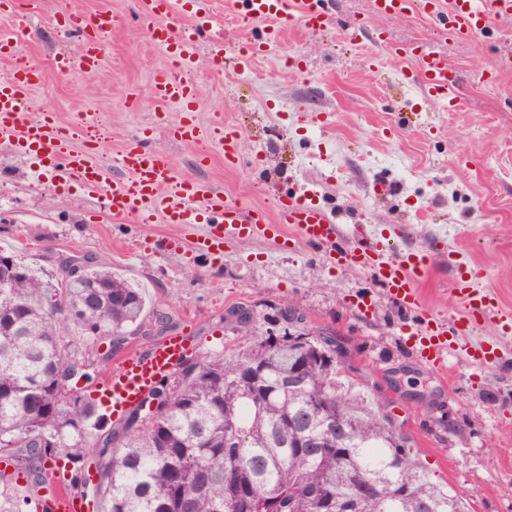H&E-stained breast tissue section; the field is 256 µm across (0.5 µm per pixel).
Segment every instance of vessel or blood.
<instances>
[{
    "instance_id": "1",
    "label": "vessel or blood",
    "mask_w": 512,
    "mask_h": 512,
    "mask_svg": "<svg viewBox=\"0 0 512 512\" xmlns=\"http://www.w3.org/2000/svg\"><path fill=\"white\" fill-rule=\"evenodd\" d=\"M183 7V0H142L152 40L174 62L173 67L154 73L152 92L156 99L174 103L182 112L171 135L201 142L205 134L191 113L196 82L185 76L183 69L191 64L190 49L197 30L209 26L211 19L200 7L195 11L193 28L179 27L177 17ZM376 7L384 16L425 13L445 32L468 38L483 34L496 19L512 16V0H452L447 8L442 0H376ZM242 13L246 21L268 29L267 40L247 44L246 51L252 57L267 52L278 39L280 27L321 30L330 18L329 0H242ZM67 18L71 27L93 29L95 37L85 41L79 56H55L54 67L97 70L102 55L99 38L111 29V15L104 11L90 15L71 12ZM415 60V77L427 94L449 109H456V85L447 61L431 53L417 54ZM43 75L40 65L27 64L13 68L7 78L0 80V144L33 160L40 175L63 185L84 186L105 200L113 218L119 221L149 223L159 218L167 224L205 225V232L192 241L191 250L217 259L223 256L229 242L266 234L278 237L283 226H291L298 241L324 248L329 263L339 268L367 269L392 301L409 309H421L418 284L430 268V255L418 250L397 251L377 239L356 248L337 246L335 217L313 203L306 193L297 191L278 198L276 213L271 216L264 209L244 206L204 183L179 176L167 153L146 145L141 138L119 155L117 163L125 173L124 179L111 181L102 165L93 162L86 152L71 147L70 130L55 113L46 111L32 116L31 92ZM239 139L238 131L230 127L220 136L225 166L239 164ZM484 277L480 268L457 277V302L466 317L481 318L510 333L512 311L482 287ZM465 334V328L448 327L432 316L406 332L405 340L422 363L442 370L452 352L461 349ZM189 348L187 337L169 336L147 350L129 352L100 387L106 410L119 417L136 407L160 379L179 366ZM48 491L57 512H83L88 506L87 491L66 489L62 478H54Z\"/></svg>"
}]
</instances>
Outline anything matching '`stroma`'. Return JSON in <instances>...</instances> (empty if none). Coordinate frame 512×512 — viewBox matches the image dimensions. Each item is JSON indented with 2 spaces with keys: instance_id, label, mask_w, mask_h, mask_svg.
<instances>
[{
  "instance_id": "obj_1",
  "label": "stroma",
  "mask_w": 512,
  "mask_h": 512,
  "mask_svg": "<svg viewBox=\"0 0 512 512\" xmlns=\"http://www.w3.org/2000/svg\"><path fill=\"white\" fill-rule=\"evenodd\" d=\"M12 8L30 20L21 51L45 65L58 52L81 51L78 38L58 26L59 12L106 8L117 16L97 71L48 72L32 93L36 114L48 107L65 121L79 112L104 116L98 143L79 134L72 145L93 149L112 177L123 175L120 151L150 128L153 146L179 175L270 211L277 195L302 187L342 216L341 245L378 232L398 249L431 252L435 261L421 283L425 313L448 325L462 317L454 292L459 259L484 267L486 287L512 308V67L504 64L512 57V18L460 40L420 13L385 18L373 0H334L325 30L291 27L267 55L218 63L219 44L248 43L253 27L227 0H206L220 34L193 48L195 119L208 131L223 123L238 129L243 161L229 168L218 140L201 147L159 131L180 110L151 94L154 72L169 60L139 26L138 0H14ZM361 24L381 30L384 44L350 38ZM416 46L454 68L456 111L425 97L414 81ZM317 113L327 114V124L313 122ZM195 230L113 222L88 189L36 179L0 145V250L36 262L46 280L62 255L109 263L146 299L131 349L178 332L191 337V356L230 354L283 334L282 312L292 308L314 333L344 340L360 382L401 425L432 480L474 512H512V334L480 323L467 344L496 346L501 362L478 368L460 352L441 373L404 344L402 330L421 315L388 299L365 269L330 266L321 247H287L270 236L231 243L220 259L195 258ZM361 298L374 302V313L355 312ZM242 310L250 314L244 332L234 318Z\"/></svg>"
}]
</instances>
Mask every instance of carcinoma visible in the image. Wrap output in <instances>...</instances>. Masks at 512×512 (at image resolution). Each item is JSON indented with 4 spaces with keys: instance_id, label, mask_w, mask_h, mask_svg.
I'll use <instances>...</instances> for the list:
<instances>
[{
    "instance_id": "cac0c4a2",
    "label": "carcinoma",
    "mask_w": 512,
    "mask_h": 512,
    "mask_svg": "<svg viewBox=\"0 0 512 512\" xmlns=\"http://www.w3.org/2000/svg\"><path fill=\"white\" fill-rule=\"evenodd\" d=\"M86 278L54 288L15 259L0 269V483L16 475L35 493L46 464H72L70 483L86 484L106 512H312L310 495L348 497L363 480L381 483L366 512H466L462 500L410 459L407 436L371 406L336 335L312 337L333 347L315 353L286 336H267L231 355L186 360L112 426L90 400L72 407L69 364L80 352L63 339L67 325L87 340L114 345L141 331L144 299L133 283L87 260ZM111 354L89 357L86 383L99 379ZM341 417L348 438L307 448L304 436ZM28 499L0 498V512H22Z\"/></svg>"
}]
</instances>
